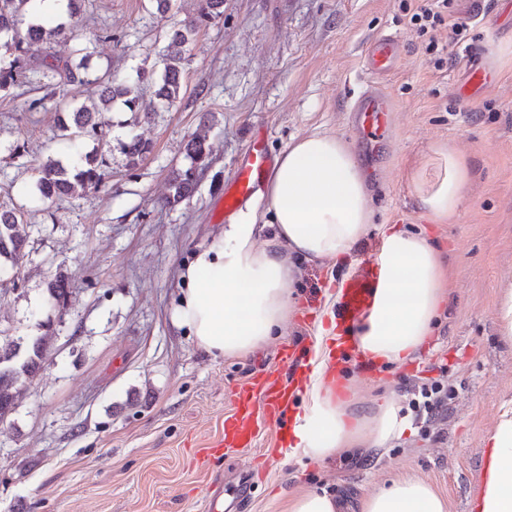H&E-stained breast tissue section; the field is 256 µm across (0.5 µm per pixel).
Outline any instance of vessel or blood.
<instances>
[{
	"instance_id": "1",
	"label": "vessel or blood",
	"mask_w": 512,
	"mask_h": 512,
	"mask_svg": "<svg viewBox=\"0 0 512 512\" xmlns=\"http://www.w3.org/2000/svg\"><path fill=\"white\" fill-rule=\"evenodd\" d=\"M401 39L386 34L370 41L367 47V69L374 76H382L394 70L400 61ZM390 104L377 86L369 84L358 94L352 115L361 127L367 145H376L389 123ZM272 166L262 135H254L248 153L238 166L234 176L224 186V212L236 213L254 193ZM380 277L379 263H372L361 274L351 276L345 283L336 306V320L340 334L336 338V350L346 355L352 348L350 336L358 321L374 302L375 290ZM233 411L224 418V430L216 446L204 449V456L223 454L237 448L252 447L263 422L275 423L279 432H287L290 411L298 394L294 384L283 382L272 374L256 375L248 383L231 392ZM245 486L223 488L220 482H212L205 498V512H224V497H241Z\"/></svg>"
}]
</instances>
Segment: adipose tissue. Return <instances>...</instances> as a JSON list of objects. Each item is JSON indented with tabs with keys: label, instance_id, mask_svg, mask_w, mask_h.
<instances>
[{
	"label": "adipose tissue",
	"instance_id": "1",
	"mask_svg": "<svg viewBox=\"0 0 512 512\" xmlns=\"http://www.w3.org/2000/svg\"><path fill=\"white\" fill-rule=\"evenodd\" d=\"M433 153L432 170H413L409 178L430 221L442 224L459 214L468 170L448 147ZM370 201L367 174L345 140L319 131L294 139L239 219L199 244L183 266L175 325L209 354H250L282 330L295 311L296 261L344 260L372 222ZM266 223L273 234L263 241L259 234ZM382 255L385 273L355 341L364 356L399 364L428 340L446 299V274L441 251L423 230L388 226ZM328 340L327 330L319 329L318 367L289 445L291 455L316 461L362 442L384 443L404 429L389 400L367 422L347 412L335 386L324 383ZM488 448L473 512H512V402L502 405ZM361 512H444V502L430 486L408 478L380 488Z\"/></svg>",
	"mask_w": 512,
	"mask_h": 512
}]
</instances>
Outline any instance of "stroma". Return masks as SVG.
Returning <instances> with one entry per match:
<instances>
[{
    "instance_id": "obj_1",
    "label": "stroma",
    "mask_w": 512,
    "mask_h": 512,
    "mask_svg": "<svg viewBox=\"0 0 512 512\" xmlns=\"http://www.w3.org/2000/svg\"><path fill=\"white\" fill-rule=\"evenodd\" d=\"M404 2L414 9L425 0H226L223 17L201 28L186 54L174 105L158 106L147 89L141 104L150 119L104 113L109 145H81L97 151L102 184L49 208L39 199L36 168L70 152L56 126L58 105L94 99L97 90L66 83L51 93L32 82L0 92V205L23 208L31 226L22 286H0V330L35 333L48 313V277L63 273L71 286L44 370L0 422V512H203L213 471L228 486L250 473L242 512H284L289 497L304 491L360 512L364 499L406 477L430 485L445 512H472L486 439L502 403L512 400V343L502 340L495 313L512 289V0H484L487 22L473 0H456L454 17L468 24V39L442 33L451 63L439 71L409 33ZM194 10L193 0L165 15L153 0H88L95 28L113 35L94 42L95 63L135 78L151 68L172 23ZM389 32L400 36L405 54L383 83L390 125L371 155L349 109L367 81V44ZM470 47L490 72L473 92ZM21 98L43 105L23 112ZM258 130L275 156L312 131L341 137L367 172L374 216L344 261L299 264L297 308L281 335L248 356L215 357L173 322L180 271L198 244L224 228V183ZM195 133L206 137L209 165L193 196L166 205L169 177L184 166V145ZM132 134L152 144L134 166L117 147ZM18 144L25 152L16 159ZM438 145L453 148L469 169L460 213L449 224L428 219L408 178ZM388 224L427 230L451 292L427 343L405 363L356 352L340 374L352 410L366 416L386 397L404 404L405 380L437 377V365L447 363L454 395L433 434L408 415L404 431L384 444L320 462L286 456V441L269 427L255 447L208 468L198 464L197 450L219 439L233 409L230 387L280 368L283 345L312 356L342 281L371 260Z\"/></svg>"
}]
</instances>
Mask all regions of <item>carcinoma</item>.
Listing matches in <instances>:
<instances>
[{"label": "carcinoma", "instance_id": "cac0c4a2", "mask_svg": "<svg viewBox=\"0 0 512 512\" xmlns=\"http://www.w3.org/2000/svg\"><path fill=\"white\" fill-rule=\"evenodd\" d=\"M30 2L0 0V91L25 83L32 76L53 90L66 82L96 86L99 102L88 106L73 100L57 112L58 129L74 147L82 139L98 143L106 140L108 129L99 116L111 111L116 102H121L128 112L140 111L145 85L153 89L162 104H173L180 95L182 63L194 36L201 27L224 15V0H196L195 13L168 34L160 54L161 68L137 71V79L131 84L108 68L91 67L93 52L74 24V19L84 14L86 0H67V18L58 19L53 27H46L43 19L36 18L22 31L19 22ZM57 40L74 43L68 56L35 53V48L49 46ZM120 150L134 164L151 151V143L135 134L120 142ZM184 151L188 164L174 171L169 180L166 204L171 206L194 193L199 172L208 164L209 149L204 137L192 135ZM36 173L41 200L48 207L80 190L98 188L105 178L93 152L81 154L69 163L49 157L36 168ZM28 228L30 225L24 223L19 209L0 207V275L13 276L14 287L20 281L23 260L30 254ZM47 291L48 305L59 312L65 310L70 295L67 278L55 273L48 281ZM51 329L48 321L38 325L37 333L28 336H8L0 331V421L16 408L30 382L44 368L50 351Z\"/></svg>", "mask_w": 512, "mask_h": 512}]
</instances>
